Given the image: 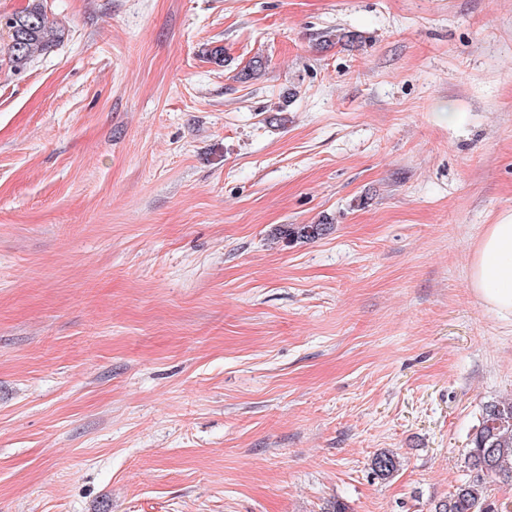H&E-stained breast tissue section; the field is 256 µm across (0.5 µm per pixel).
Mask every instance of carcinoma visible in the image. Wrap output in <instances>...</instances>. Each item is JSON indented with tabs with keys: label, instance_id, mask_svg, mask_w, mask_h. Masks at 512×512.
<instances>
[{
	"label": "carcinoma",
	"instance_id": "cac0c4a2",
	"mask_svg": "<svg viewBox=\"0 0 512 512\" xmlns=\"http://www.w3.org/2000/svg\"><path fill=\"white\" fill-rule=\"evenodd\" d=\"M4 26L10 37V60L18 67L48 51L62 37L59 28L47 23L40 0L5 18ZM331 229L327 223L290 224L275 229L271 239L313 241ZM463 468L469 472L468 479L438 502L434 512H498L495 503L486 497L485 488L498 478L512 476V400L485 405L463 451ZM372 470L379 478L387 479L398 470L397 458L389 452L380 453L372 460Z\"/></svg>",
	"mask_w": 512,
	"mask_h": 512
}]
</instances>
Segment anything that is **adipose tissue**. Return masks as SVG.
<instances>
[{
    "mask_svg": "<svg viewBox=\"0 0 512 512\" xmlns=\"http://www.w3.org/2000/svg\"><path fill=\"white\" fill-rule=\"evenodd\" d=\"M469 286L488 309L512 315V214L488 225L473 254Z\"/></svg>",
    "mask_w": 512,
    "mask_h": 512,
    "instance_id": "adipose-tissue-1",
    "label": "adipose tissue"
}]
</instances>
